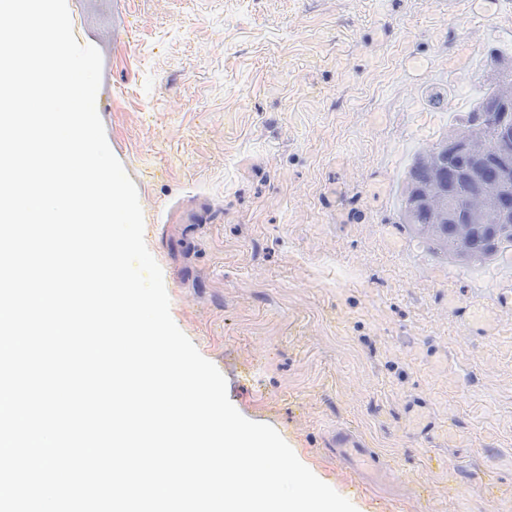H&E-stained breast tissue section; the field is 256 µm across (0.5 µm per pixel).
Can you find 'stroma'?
<instances>
[{
	"mask_svg": "<svg viewBox=\"0 0 512 512\" xmlns=\"http://www.w3.org/2000/svg\"><path fill=\"white\" fill-rule=\"evenodd\" d=\"M112 27L107 142L125 160L176 325L246 418L273 426L357 512L512 507V311L471 335L505 268L449 267L400 222L415 152L512 51V12L467 0H68ZM477 49L478 71L455 59ZM425 404L437 440L404 407ZM359 430L397 472L359 482ZM336 458L350 465L362 481L387 484L395 479L393 470L377 467L379 453L369 448L366 441L355 430L342 428L336 431Z\"/></svg>",
	"mask_w": 512,
	"mask_h": 512,
	"instance_id": "1",
	"label": "stroma"
}]
</instances>
